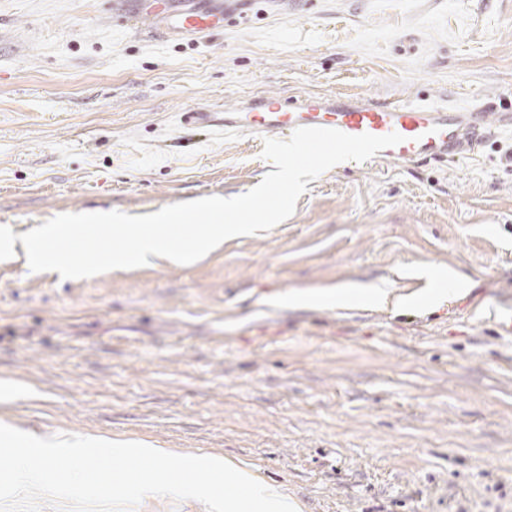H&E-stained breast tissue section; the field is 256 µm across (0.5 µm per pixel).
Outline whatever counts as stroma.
Listing matches in <instances>:
<instances>
[{
	"label": "stroma",
	"instance_id": "stroma-1",
	"mask_svg": "<svg viewBox=\"0 0 512 512\" xmlns=\"http://www.w3.org/2000/svg\"><path fill=\"white\" fill-rule=\"evenodd\" d=\"M512 113V0H275L173 39L110 0H0V225L232 197L263 146L181 115L262 95ZM434 306L288 303L346 282ZM0 422L258 471L301 512H512V128L463 161L337 165L192 265L84 279L0 256Z\"/></svg>",
	"mask_w": 512,
	"mask_h": 512
}]
</instances>
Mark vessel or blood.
I'll return each instance as SVG.
<instances>
[{
    "instance_id": "obj_1",
    "label": "vessel or blood",
    "mask_w": 512,
    "mask_h": 512,
    "mask_svg": "<svg viewBox=\"0 0 512 512\" xmlns=\"http://www.w3.org/2000/svg\"><path fill=\"white\" fill-rule=\"evenodd\" d=\"M258 0H164L145 10L141 0H113L112 15L133 27L198 37L223 27L228 20L244 21L241 4ZM186 125L202 130L224 127L254 139H288L300 127H323L349 135L384 136L398 133L401 143L377 153L376 158L406 165L428 158L456 160L477 148L488 126L487 114L467 108L421 107L403 103L365 102L348 95H318L295 103L274 95L253 99L244 107L221 112L184 113Z\"/></svg>"
}]
</instances>
